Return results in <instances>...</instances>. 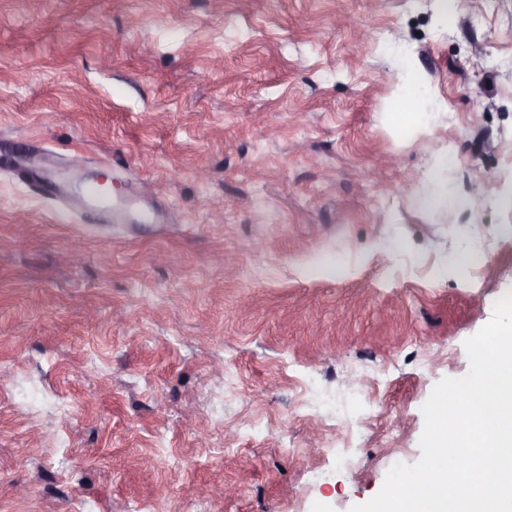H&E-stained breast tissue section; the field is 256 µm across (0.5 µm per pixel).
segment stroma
<instances>
[{
	"label": "stroma",
	"instance_id": "obj_1",
	"mask_svg": "<svg viewBox=\"0 0 512 512\" xmlns=\"http://www.w3.org/2000/svg\"><path fill=\"white\" fill-rule=\"evenodd\" d=\"M507 58L512 0H0V512H350L416 462L512 292ZM102 175L122 221L67 207ZM419 94L418 86L401 87L396 94L394 107L400 112H388V118L394 129L404 134L406 132H422L430 129L433 113L416 112L411 104Z\"/></svg>",
	"mask_w": 512,
	"mask_h": 512
}]
</instances>
